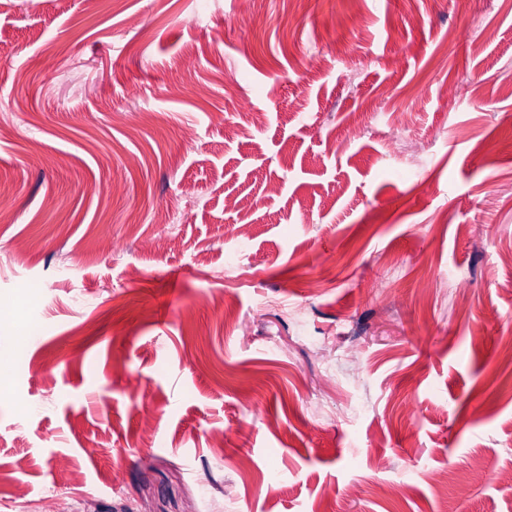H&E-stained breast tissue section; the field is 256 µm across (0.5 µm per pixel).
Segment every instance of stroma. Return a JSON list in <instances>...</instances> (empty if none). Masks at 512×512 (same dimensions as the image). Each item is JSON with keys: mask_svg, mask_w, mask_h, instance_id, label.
<instances>
[{"mask_svg": "<svg viewBox=\"0 0 512 512\" xmlns=\"http://www.w3.org/2000/svg\"><path fill=\"white\" fill-rule=\"evenodd\" d=\"M503 185L512 0H0V497L512 512Z\"/></svg>", "mask_w": 512, "mask_h": 512, "instance_id": "35a3bbf8", "label": "stroma"}]
</instances>
